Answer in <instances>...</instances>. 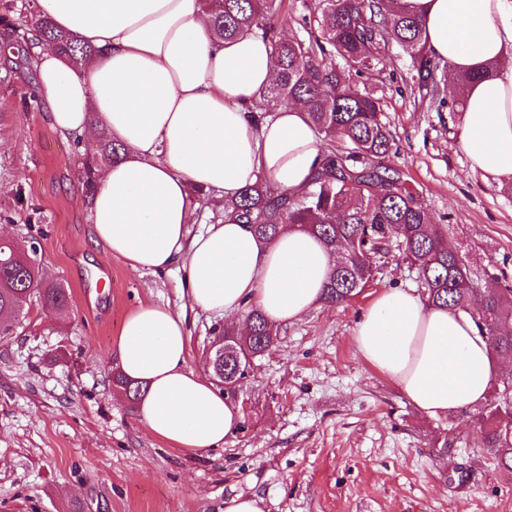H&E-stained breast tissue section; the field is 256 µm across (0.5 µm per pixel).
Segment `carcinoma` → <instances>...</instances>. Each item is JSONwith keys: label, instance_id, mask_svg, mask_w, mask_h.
Returning a JSON list of instances; mask_svg holds the SVG:
<instances>
[{"label": "carcinoma", "instance_id": "obj_1", "mask_svg": "<svg viewBox=\"0 0 512 512\" xmlns=\"http://www.w3.org/2000/svg\"><path fill=\"white\" fill-rule=\"evenodd\" d=\"M282 0H205L211 29L218 40H235L257 29L269 39L278 80L263 93L268 109L300 102L314 127L324 134L323 159L308 190L301 196L275 194L260 180L239 197L224 202V216L246 225L263 238L275 237L285 226L306 228L328 248L343 250L323 289L322 301L340 305L355 298L373 277L372 259L394 246L415 269L425 301L469 311L483 323L482 335L493 352L512 358V301L498 278H475L464 254L444 244V232L429 223L420 193L402 172L381 163L391 149L390 131L383 121L381 99L370 89L350 85L382 63L381 49L396 42L407 51L418 88L432 102L447 104L445 84L435 79L436 59L429 56L421 20L404 6L385 0H317L315 18L305 23L307 36L286 39L275 30L273 17ZM28 29L53 44L74 66L85 63L94 50L69 33L34 14ZM343 60V66L335 58ZM122 147L105 133L97 149L87 154V174L121 159ZM35 245L15 241L0 244V338L12 335L23 321L25 305L33 298L60 311L71 306V293L61 283L45 279ZM250 335L242 337L232 326L233 354L227 361L247 364L274 346L277 330L264 315L248 313ZM112 383L137 400L140 388L115 372ZM481 447L499 467L512 472V408L496 400L482 414Z\"/></svg>", "mask_w": 512, "mask_h": 512}]
</instances>
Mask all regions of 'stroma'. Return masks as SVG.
I'll list each match as a JSON object with an SVG mask.
<instances>
[{
    "instance_id": "obj_1",
    "label": "stroma",
    "mask_w": 512,
    "mask_h": 512,
    "mask_svg": "<svg viewBox=\"0 0 512 512\" xmlns=\"http://www.w3.org/2000/svg\"><path fill=\"white\" fill-rule=\"evenodd\" d=\"M29 0H0V228L38 244L48 279L69 288L59 313L39 302L0 342V512H222L245 492L263 512H512V473L480 448L481 409L431 418L359 357L354 329L385 288L417 282L398 252L373 259L366 290L281 326L255 360L224 445L188 453L140 422L112 384L128 314L149 302L185 314L190 368L228 318L192 310L185 272H134L92 242V200L75 138L51 125L32 58L14 31ZM353 77L380 97L389 166L418 188L449 245L476 274L512 283V179L485 180L458 146V113L436 111L408 53Z\"/></svg>"
}]
</instances>
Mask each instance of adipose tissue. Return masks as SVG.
<instances>
[{
  "label": "adipose tissue",
  "mask_w": 512,
  "mask_h": 512,
  "mask_svg": "<svg viewBox=\"0 0 512 512\" xmlns=\"http://www.w3.org/2000/svg\"><path fill=\"white\" fill-rule=\"evenodd\" d=\"M402 2L450 76H475L458 136L471 170L512 176V0ZM35 8L94 50L73 70L31 37L52 126L88 143L104 129L124 150L97 176L94 244L135 272L181 264L190 302L204 313L251 305L279 327L316 307L336 257L315 235L287 228L265 239L225 219L194 236L187 229L201 205L194 190L230 199L263 176L274 192L296 194L320 161L303 106L253 119L276 76L269 42L255 33L214 40L202 0H36ZM354 339L369 367L434 418L480 406L502 373L467 312L428 305L411 289L383 290ZM188 343L183 313L145 303L124 320L116 351L122 373L144 387L140 421L194 452L223 444L240 414L188 367Z\"/></svg>",
  "instance_id": "ef3b65f1"
}]
</instances>
